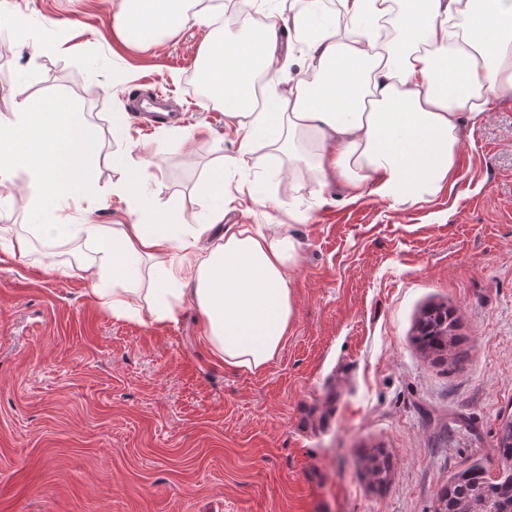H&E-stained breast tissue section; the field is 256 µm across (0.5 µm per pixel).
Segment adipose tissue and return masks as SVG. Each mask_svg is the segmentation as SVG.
<instances>
[{
  "label": "adipose tissue",
  "mask_w": 512,
  "mask_h": 512,
  "mask_svg": "<svg viewBox=\"0 0 512 512\" xmlns=\"http://www.w3.org/2000/svg\"><path fill=\"white\" fill-rule=\"evenodd\" d=\"M337 9L308 0L289 17L271 12L250 35L222 32L204 45L200 62L224 105L237 151L263 142L280 148L303 135L321 181L343 180L356 196L392 205L435 195L457 167L461 124L485 119L491 106L512 98V0H338ZM113 29L125 45L148 49L177 34L190 19L215 25L205 0H114ZM396 30L380 43L383 19ZM312 30L305 49L287 34ZM301 53L302 76L270 88L257 109L252 77ZM98 132L65 98L32 96L13 119L0 121V184L6 165H23L31 204L45 221L48 241L84 238L97 246L85 268L89 291L116 318L176 323L182 297L205 320L209 344L226 368L264 369L294 318L289 269L296 263L291 236L269 226L224 221V174L216 172L210 217L186 223L159 216L144 198L141 167L130 166L114 188L138 216L114 229L62 224L67 200L95 194ZM150 259L149 288L137 287L139 262Z\"/></svg>",
  "instance_id": "ef3b65f1"
}]
</instances>
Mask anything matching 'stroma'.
Wrapping results in <instances>:
<instances>
[{"mask_svg": "<svg viewBox=\"0 0 512 512\" xmlns=\"http://www.w3.org/2000/svg\"><path fill=\"white\" fill-rule=\"evenodd\" d=\"M211 35L191 22L138 50L115 39L112 0H0V114L54 93L99 132L100 195L60 222H135L112 193L116 154L150 158L141 188L159 210L202 220L211 174L235 156L225 223L283 225L297 251L295 318L257 372L225 368L189 298L165 328L113 317L88 292V241L0 258V512H437L452 473L478 460L496 474L512 414V99L462 126L453 186L355 200L319 186L311 161L238 156L222 104L186 87ZM146 100L170 127L144 133ZM27 181L19 168L0 186L2 239L44 220ZM433 304L455 311L458 364L414 341Z\"/></svg>", "mask_w": 512, "mask_h": 512, "instance_id": "stroma-1", "label": "stroma"}]
</instances>
